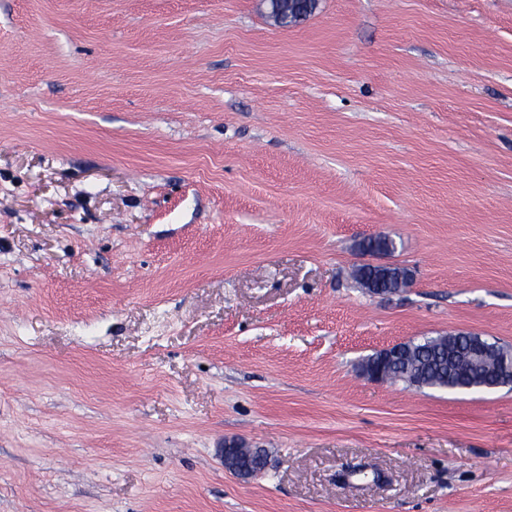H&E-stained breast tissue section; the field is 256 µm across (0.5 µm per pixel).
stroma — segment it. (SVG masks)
Listing matches in <instances>:
<instances>
[{
    "mask_svg": "<svg viewBox=\"0 0 512 512\" xmlns=\"http://www.w3.org/2000/svg\"><path fill=\"white\" fill-rule=\"evenodd\" d=\"M457 331L512 347V0H0V512H512V389L358 373Z\"/></svg>",
    "mask_w": 512,
    "mask_h": 512,
    "instance_id": "stroma-1",
    "label": "stroma"
}]
</instances>
